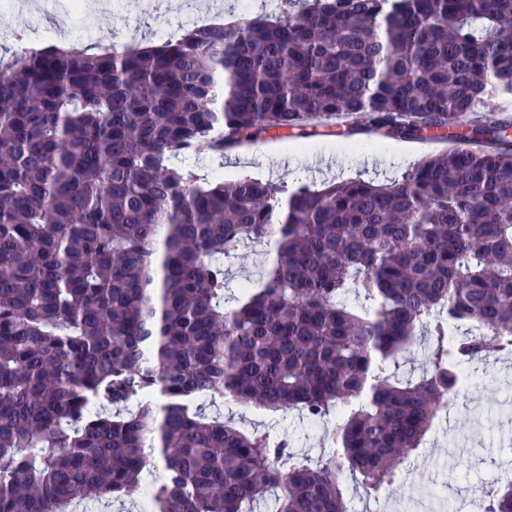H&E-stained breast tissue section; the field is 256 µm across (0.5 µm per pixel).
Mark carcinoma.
I'll use <instances>...</instances> for the list:
<instances>
[{"label": "carcinoma", "instance_id": "carcinoma-1", "mask_svg": "<svg viewBox=\"0 0 512 512\" xmlns=\"http://www.w3.org/2000/svg\"><path fill=\"white\" fill-rule=\"evenodd\" d=\"M283 131L471 148L320 190L185 164ZM506 345L512 0H283L154 46L0 52V512L142 490L152 512H348L346 479L392 483ZM226 398L333 413L334 448L313 464L197 404ZM483 498L512 512V482ZM270 249L271 247L269 246L268 252H266L260 247H251L241 251L236 265L231 269L229 280V286L233 288L236 293V288L246 280H258L260 278L262 270L268 267Z\"/></svg>", "mask_w": 512, "mask_h": 512}]
</instances>
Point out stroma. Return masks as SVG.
<instances>
[{
  "label": "stroma",
  "instance_id": "1",
  "mask_svg": "<svg viewBox=\"0 0 512 512\" xmlns=\"http://www.w3.org/2000/svg\"><path fill=\"white\" fill-rule=\"evenodd\" d=\"M73 0H48L39 11L20 15L13 0H0V32L26 28L32 41L78 40L99 47L121 46L146 37L158 42L169 32L222 18L234 0H91L90 10L74 11ZM437 143H413L411 151L394 141L370 143L333 135L297 139H265L243 155L218 162L200 161L203 170L222 171L232 180L243 174L262 179L304 182L314 186L357 175L379 183L401 179L419 157L440 151ZM468 397L440 415L427 432L415 458L379 497L356 493L361 512H407L419 485L439 487L442 500L469 498L481 481L492 479L502 466H512V357L477 361L465 370ZM225 420L245 431H266L287 438L292 450L319 458L330 451L326 425L299 411L277 418L225 401Z\"/></svg>",
  "mask_w": 512,
  "mask_h": 512
}]
</instances>
